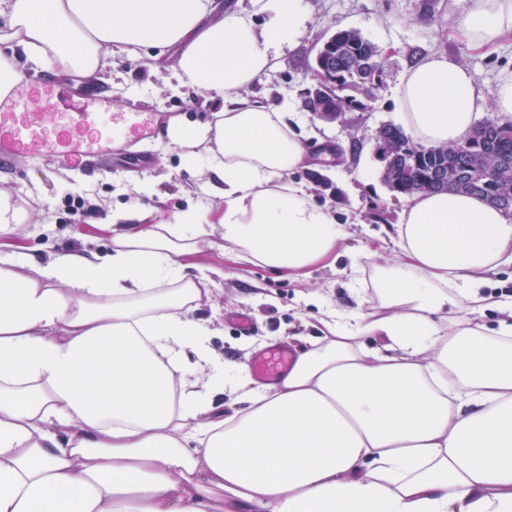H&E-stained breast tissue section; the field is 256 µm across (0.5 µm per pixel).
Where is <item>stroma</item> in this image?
Listing matches in <instances>:
<instances>
[{"label":"stroma","instance_id":"stroma-1","mask_svg":"<svg viewBox=\"0 0 512 512\" xmlns=\"http://www.w3.org/2000/svg\"><path fill=\"white\" fill-rule=\"evenodd\" d=\"M300 6L306 21L299 35L280 47L272 69L243 95L273 108L288 106L301 115L294 131L307 149L308 165L289 179L338 219L343 237L328 258L297 277L238 263L218 248L202 246L195 261L212 279L213 295L192 316L214 327L206 344L217 361L203 374L217 384L227 363L248 365L266 347L295 349L302 339L321 335L330 313H379L376 268L398 259L393 235L403 197L381 179L383 165L372 133L396 124L397 89L407 67L420 57L447 53L469 68L489 102L498 94L501 77L512 70V36L471 49L454 31L460 10L452 0H301ZM343 29L360 32L379 48L383 75L368 111L325 122L306 110L304 96L313 84L317 48ZM149 63L146 57L120 56L115 67L93 79L111 111L147 112L164 124L173 118L188 124L214 121L222 105L217 95L178 87L172 72H153ZM151 150L152 163L144 171L109 152L65 162L24 156L1 161L0 191L23 208L25 217L0 242L24 245L39 260L83 248L104 254L112 240L105 221L113 212L135 206L168 221L188 207L214 204V197L203 190L212 177L207 155L186 161L183 149L171 145L162 131ZM71 195L85 200L83 222H76L66 206ZM241 310L250 316L252 331H241L232 322V314Z\"/></svg>","mask_w":512,"mask_h":512}]
</instances>
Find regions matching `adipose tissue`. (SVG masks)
<instances>
[{
  "instance_id": "1",
  "label": "adipose tissue",
  "mask_w": 512,
  "mask_h": 512,
  "mask_svg": "<svg viewBox=\"0 0 512 512\" xmlns=\"http://www.w3.org/2000/svg\"><path fill=\"white\" fill-rule=\"evenodd\" d=\"M464 2L471 46L512 33V0ZM254 5L273 19L222 0H0V95L31 71L87 78L145 49L223 102L215 123L168 129L186 159L208 152L215 210L113 214L103 255L0 256V512H512V294L484 290L512 265V220L482 197H406L400 259L377 269L389 315L335 313L271 384L234 364L232 413L198 379L213 361L191 316L212 296L192 271L199 238L295 273L341 234L282 181L306 164L292 112L241 95L298 36L300 0ZM397 104L429 146L463 141L488 107L444 53L407 68ZM489 310L494 328L473 322Z\"/></svg>"
}]
</instances>
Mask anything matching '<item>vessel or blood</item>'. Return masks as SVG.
Masks as SVG:
<instances>
[{"label": "vessel or blood", "instance_id": "obj_1", "mask_svg": "<svg viewBox=\"0 0 512 512\" xmlns=\"http://www.w3.org/2000/svg\"><path fill=\"white\" fill-rule=\"evenodd\" d=\"M57 96L54 82L35 88L23 78L7 96L0 97V159L15 155L57 160L95 157L120 141L145 146L156 133L153 118L142 112H116L110 121L100 122L103 101L94 95L87 96L77 115L69 119L30 105L33 98L50 103ZM291 360L288 347L277 345L255 356L253 372L259 379L269 380L286 370Z\"/></svg>", "mask_w": 512, "mask_h": 512}]
</instances>
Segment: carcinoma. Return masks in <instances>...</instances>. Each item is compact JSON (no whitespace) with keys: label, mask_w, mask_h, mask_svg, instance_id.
I'll return each instance as SVG.
<instances>
[{"label":"carcinoma","mask_w":512,"mask_h":512,"mask_svg":"<svg viewBox=\"0 0 512 512\" xmlns=\"http://www.w3.org/2000/svg\"><path fill=\"white\" fill-rule=\"evenodd\" d=\"M334 86V95L323 101L324 111L343 115L369 109L372 88L361 77L373 75L380 67L371 42L356 31H340L321 57ZM359 91L366 97L354 96ZM377 141L385 166L384 182L394 192L455 191L476 194L501 206L512 202V139L498 136L495 126L481 123L470 140L472 147L459 152L454 145L425 147L395 125L382 126Z\"/></svg>","instance_id":"carcinoma-1"}]
</instances>
